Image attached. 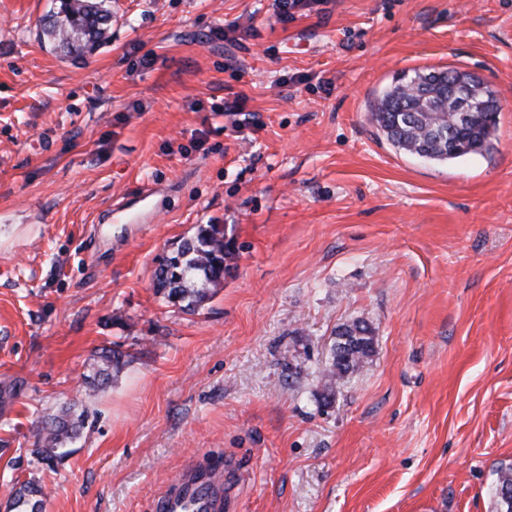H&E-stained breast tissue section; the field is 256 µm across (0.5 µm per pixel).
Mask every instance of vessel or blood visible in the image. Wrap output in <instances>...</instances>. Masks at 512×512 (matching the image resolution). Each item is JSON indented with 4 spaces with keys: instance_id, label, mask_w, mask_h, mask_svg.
Instances as JSON below:
<instances>
[{
    "instance_id": "b4317fda",
    "label": "vessel or blood",
    "mask_w": 512,
    "mask_h": 512,
    "mask_svg": "<svg viewBox=\"0 0 512 512\" xmlns=\"http://www.w3.org/2000/svg\"><path fill=\"white\" fill-rule=\"evenodd\" d=\"M224 499V475L195 471L157 501L158 512H218Z\"/></svg>"
}]
</instances>
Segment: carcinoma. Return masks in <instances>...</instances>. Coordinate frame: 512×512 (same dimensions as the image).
<instances>
[{"mask_svg": "<svg viewBox=\"0 0 512 512\" xmlns=\"http://www.w3.org/2000/svg\"><path fill=\"white\" fill-rule=\"evenodd\" d=\"M57 9L42 20L44 34L58 48L76 57L91 52L109 38L112 12L95 0H58ZM458 70L427 69L403 74L377 101L372 120L386 140L411 155H424L445 162L490 148L497 125L496 111L482 108L465 124L456 121L451 94L462 90L454 85ZM232 240L225 239L224 228L209 224L181 242L175 254L162 264L157 275V292L169 303L191 310L210 300L224 282V269L233 259ZM325 376L343 375L357 368L373 351V336L364 321L341 324L334 330ZM97 374L109 378L123 367L122 355L102 350ZM80 421L68 411L52 417L43 427L42 447L37 460L49 461L59 455L65 440L72 438ZM495 512H512V463L495 469L491 488ZM42 487L27 481L15 490L12 512H42Z\"/></svg>", "mask_w": 512, "mask_h": 512, "instance_id": "cac0c4a2", "label": "carcinoma"}]
</instances>
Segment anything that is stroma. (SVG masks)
<instances>
[{"label":"stroma","mask_w":512,"mask_h":512,"mask_svg":"<svg viewBox=\"0 0 512 512\" xmlns=\"http://www.w3.org/2000/svg\"><path fill=\"white\" fill-rule=\"evenodd\" d=\"M63 55L56 0H0V512H154L226 464L223 512H492L512 462V0H103ZM454 67L501 109L430 162L370 120ZM240 101L239 113L224 106ZM150 190L152 216L108 212ZM236 255L212 299L156 273L198 226ZM374 351L325 389L336 326ZM124 365L105 384L102 349ZM84 414L37 462L42 423ZM57 2V10L44 16L42 28L58 48L82 57L107 41L112 23L110 10L91 0ZM42 487L34 482H24L15 490L10 504L11 512H42Z\"/></svg>","instance_id":"obj_1"}]
</instances>
